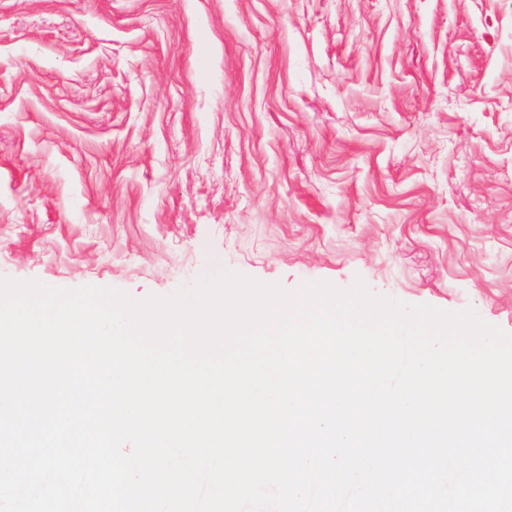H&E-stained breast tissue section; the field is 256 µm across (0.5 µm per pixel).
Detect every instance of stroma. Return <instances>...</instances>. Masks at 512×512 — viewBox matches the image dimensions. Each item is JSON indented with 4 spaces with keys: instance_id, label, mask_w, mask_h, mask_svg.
<instances>
[{
    "instance_id": "obj_1",
    "label": "stroma",
    "mask_w": 512,
    "mask_h": 512,
    "mask_svg": "<svg viewBox=\"0 0 512 512\" xmlns=\"http://www.w3.org/2000/svg\"><path fill=\"white\" fill-rule=\"evenodd\" d=\"M220 270L512 333V0H0V278Z\"/></svg>"
}]
</instances>
